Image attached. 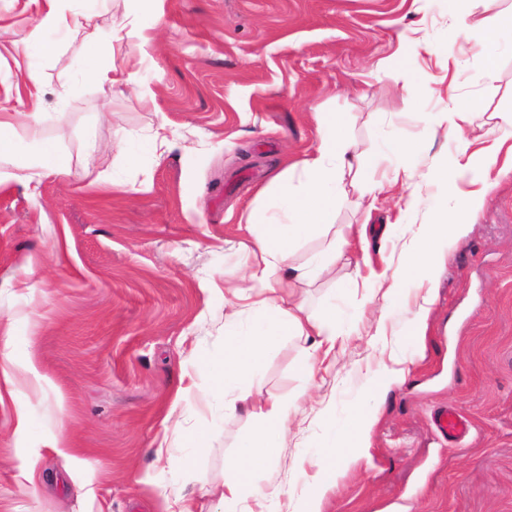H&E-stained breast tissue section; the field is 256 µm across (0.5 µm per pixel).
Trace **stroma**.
Returning <instances> with one entry per match:
<instances>
[{
    "label": "stroma",
    "mask_w": 512,
    "mask_h": 512,
    "mask_svg": "<svg viewBox=\"0 0 512 512\" xmlns=\"http://www.w3.org/2000/svg\"><path fill=\"white\" fill-rule=\"evenodd\" d=\"M45 7L0 0V113L31 111L36 69L44 132L73 171L43 173L34 188L12 179L31 156L23 142L0 162V312L28 316L14 356L48 380L42 395L22 390L0 407V512H164L165 494L222 483L255 422L205 400L203 387L182 392V377L194 357L222 353L239 221L264 203L272 177L317 149V112L343 113L358 147L385 155L375 179L404 166L418 183L381 192L368 213L358 183L344 182L333 222L350 245L331 274L295 289L305 313L335 307L347 333L318 360L321 387L294 377L302 344L288 336L243 383L253 398L295 403L277 458L256 474L284 489L269 512H291L312 482L327 417L350 415L367 378L387 367L405 382L379 395L366 456L323 512H512V168L493 169L432 285L397 275L403 243L457 200L434 176L452 167L457 139L430 134L416 115L476 96L483 112L465 136L478 149L506 136L491 115L512 110V47L497 48L498 78L485 82L448 0H66L68 28L42 34L56 56L23 52ZM127 18L149 36L115 59L138 89L81 81L97 41ZM416 22L423 45L404 51L397 34ZM445 46L453 58L440 55ZM162 123L173 133L163 155L132 164L117 152L121 137ZM391 288L407 305L387 304ZM429 288L416 344L404 330ZM19 405L29 414L20 432ZM445 406L469 423L460 440L433 425ZM62 421L79 446L72 458L52 448ZM180 427L205 434L207 451L176 441ZM165 438L173 459L160 463ZM29 461L55 477L51 493L21 482Z\"/></svg>",
    "instance_id": "35a3bbf8"
}]
</instances>
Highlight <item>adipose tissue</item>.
Returning <instances> with one entry per match:
<instances>
[{
  "mask_svg": "<svg viewBox=\"0 0 512 512\" xmlns=\"http://www.w3.org/2000/svg\"><path fill=\"white\" fill-rule=\"evenodd\" d=\"M500 2L456 0L454 22L459 33L474 37L476 55L482 61L483 74L489 82L497 77L494 47L504 42L512 44V15L501 9ZM480 106V101L472 98L455 104L437 119L438 126L446 133L459 137L452 181L474 186V193L463 199L468 208L477 202L478 188L488 187L497 162L512 168V144L499 139L493 150L474 152L470 141L463 137L464 127L471 124ZM314 118L321 132L316 152L302 161L298 177H278L272 203L251 208L244 218V229L252 242L243 248V272L233 296L256 314L257 321L250 332L242 334L235 328V315H227L223 354L217 358L201 356L194 361L196 372L206 380L211 396L225 395L229 385H239L238 394L229 399L227 406L233 410L240 406L250 409L256 420L252 435L228 464L220 494L224 512H255L282 493L277 486L260 487L255 474L275 459L287 436L290 405L274 396L252 401L250 391L241 388V380L261 372L268 348L280 337L296 336L307 343L297 374L304 382H312L317 353L332 352L344 336L335 309L301 317L286 308V299L278 288L279 274L295 266L300 271V279L311 280L335 266L337 256L348 244L345 235L330 233V219L340 199L345 174H353L364 182L366 193L382 188L381 183L369 179V171L377 166V159L367 158L350 138L337 133L335 113L318 112ZM20 141L29 144L34 151L27 164L26 181H33V172L37 169L59 176L69 174L67 159L60 154L57 145L42 134L40 112H30L26 121L17 125L0 120V157L11 154ZM455 230V223L445 217L439 222L421 225L399 268L400 274L432 279ZM312 236L325 237L326 245L310 261L295 265L296 244ZM23 321L20 315H0V385L11 395L21 387L34 393L41 389L39 378L31 374V365L17 364L12 353V336ZM376 421L377 410L370 405L351 414L343 424L328 422L324 451L316 463L313 489L301 497L297 512H322L326 494L336 488L347 466L368 447Z\"/></svg>",
  "mask_w": 512,
  "mask_h": 512,
  "instance_id": "1",
  "label": "adipose tissue"
}]
</instances>
